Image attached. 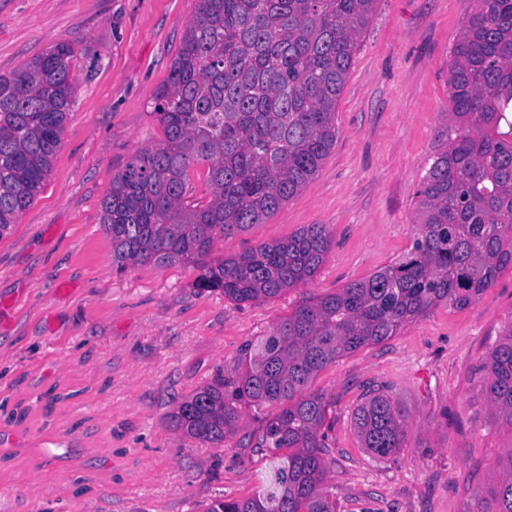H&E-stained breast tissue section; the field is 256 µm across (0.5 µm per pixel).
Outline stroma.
Here are the masks:
<instances>
[{"label":"stroma","instance_id":"obj_1","mask_svg":"<svg viewBox=\"0 0 512 512\" xmlns=\"http://www.w3.org/2000/svg\"><path fill=\"white\" fill-rule=\"evenodd\" d=\"M197 0H0V75L72 43L74 106L49 180L0 237V512H203L252 495L263 454L174 431V408L299 301L408 251L417 192L448 138V65L473 0H379L336 104L335 146L264 223L214 258L323 224L315 278L260 303L197 288L198 269L116 271L101 224L112 177L164 133L154 99ZM512 326V270L475 302L435 308L314 378L332 397L327 487L336 512H477L512 428L481 391ZM408 415L397 460L361 447L352 413L369 387Z\"/></svg>","mask_w":512,"mask_h":512}]
</instances>
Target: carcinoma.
Listing matches in <instances>:
<instances>
[{
  "instance_id": "cac0c4a2",
  "label": "carcinoma",
  "mask_w": 512,
  "mask_h": 512,
  "mask_svg": "<svg viewBox=\"0 0 512 512\" xmlns=\"http://www.w3.org/2000/svg\"><path fill=\"white\" fill-rule=\"evenodd\" d=\"M378 0H198L153 114L165 140L112 177L102 224L112 264H193L197 286L262 302L312 280L331 247L323 224L213 260L219 238L246 232L315 175L336 143V103ZM448 68L455 137L430 158L422 222L396 262L299 302L245 349L238 380L200 387L173 429L215 447L239 430L241 405L273 407L245 448L265 451L258 490L204 512H336L324 487L331 399L311 389L328 364L378 345L433 309L476 301L512 269V0H476ZM69 42L0 75V237L41 194L73 105ZM204 165L206 204L187 200ZM483 393L512 427V329L489 353ZM352 423L377 461L403 448L407 414L377 389ZM478 512H512V453Z\"/></svg>"
}]
</instances>
